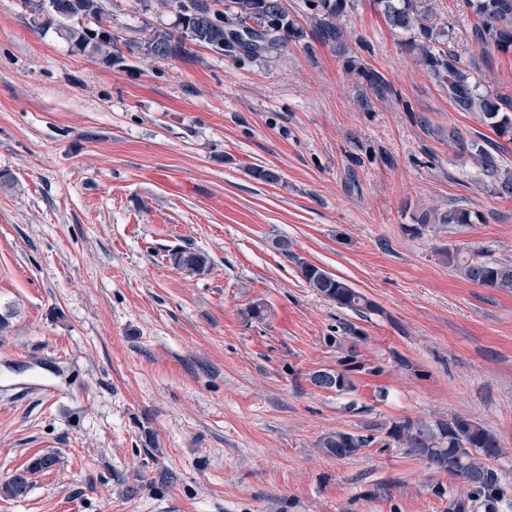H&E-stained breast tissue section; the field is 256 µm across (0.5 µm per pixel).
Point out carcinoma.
Segmentation results:
<instances>
[{"label":"carcinoma","instance_id":"carcinoma-1","mask_svg":"<svg viewBox=\"0 0 512 512\" xmlns=\"http://www.w3.org/2000/svg\"><path fill=\"white\" fill-rule=\"evenodd\" d=\"M33 11L43 13L42 4L57 7L55 20H70L64 27L70 42L82 52H90L106 63H112V37H95L89 23H108L110 18L104 0H27ZM314 10L313 26L325 43L342 45L344 32L337 20L345 9L346 0H311ZM386 22L395 30L418 29L421 40L408 44V51L437 79L448 78V94L464 112H480L492 126L507 132L509 119L499 117L498 105L489 93H480L470 81V73L456 65L457 57L450 51L434 49L440 34L428 24V15L420 9L418 0H378ZM178 8L179 17H188L193 23L192 34H174L156 30L135 48L146 58L167 59L190 52L186 42L206 46L219 53L271 54L282 50L287 42L301 37V31L288 19L282 0H229L223 11L211 10L201 0H171ZM465 5L482 18L476 30L481 44L493 42L507 50L512 47V0H465ZM486 176L492 179L493 192L500 197L512 198V173L501 171L498 157L478 141L471 142ZM440 224H472L471 211L451 208L439 214ZM277 248L291 258L308 286L334 303L337 308L362 316L376 310L373 301L347 282L324 269L305 261L292 252L288 240L276 241ZM177 267L189 274L202 272L209 264L201 251L182 249ZM442 261L457 269L469 282L489 288L512 289V264L500 263L469 254L461 248L446 247L439 250ZM314 385L334 389L339 393L353 390L351 379L343 371L324 370L312 377ZM395 443L409 448L428 467L458 477L466 484L461 496L449 498L448 512H501L507 503L506 486L502 470L494 463L507 456L499 437L478 422L464 416H455L448 422L434 425L411 420L394 421L389 426L377 427ZM376 442L373 434L335 431L325 435L319 448L338 459L352 457L361 449ZM29 488L27 478L17 474L0 485V496L20 498Z\"/></svg>","mask_w":512,"mask_h":512}]
</instances>
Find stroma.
<instances>
[{"label": "stroma", "mask_w": 512, "mask_h": 512, "mask_svg": "<svg viewBox=\"0 0 512 512\" xmlns=\"http://www.w3.org/2000/svg\"><path fill=\"white\" fill-rule=\"evenodd\" d=\"M283 3L303 35L280 52L145 60L132 42L175 29V9L106 0L109 65L0 0V484H30L0 512H448L465 484L407 448L339 459L317 442L457 415L497 434L512 487V290L438 254L512 263V198L469 146L499 145L512 171V138L454 105L376 0H346L340 48L305 0ZM420 3L512 117V49L478 45L462 0ZM453 207L478 221L424 220ZM189 245L203 273L171 263ZM297 256L375 311L338 309ZM345 368L354 391L311 381ZM47 452L58 464L28 472Z\"/></svg>", "instance_id": "obj_1"}]
</instances>
